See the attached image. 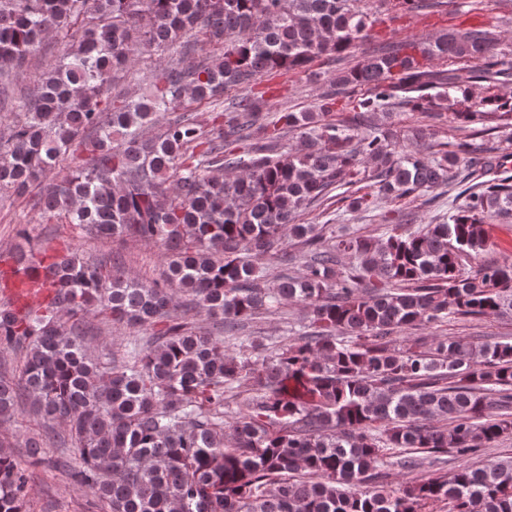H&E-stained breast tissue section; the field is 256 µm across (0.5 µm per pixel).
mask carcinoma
<instances>
[{"mask_svg": "<svg viewBox=\"0 0 512 512\" xmlns=\"http://www.w3.org/2000/svg\"><path fill=\"white\" fill-rule=\"evenodd\" d=\"M364 0H0V192L29 195L42 217L78 235L130 238L162 251L164 279L73 250L44 256L51 279L0 307V422L26 397L42 431L29 467L0 449V512H30L29 468L45 449L101 512H512V456L386 487L409 450L475 455L512 435V341L425 336L450 319L512 318V257L479 263L487 221H512V154L484 139L512 125L499 22L405 37L356 57L375 19ZM434 13L448 0H400ZM69 46L37 89L16 94L48 35ZM220 52L197 55L198 45ZM180 46L181 58L162 57ZM146 92L105 91L111 78ZM339 63L315 112L270 111L263 80ZM210 122L197 109L220 98ZM355 98L350 112L337 103ZM427 123L400 126L394 109ZM299 141L297 147L288 141ZM370 191L360 193L359 184ZM448 188V217L327 233L300 224L341 197L351 213ZM299 247L300 268L270 276ZM224 326L188 320L181 296ZM303 332L226 352L241 327L285 304ZM135 335L123 358L93 356L86 319ZM238 412L224 419V406Z\"/></svg>", "mask_w": 512, "mask_h": 512, "instance_id": "1", "label": "carcinoma"}]
</instances>
